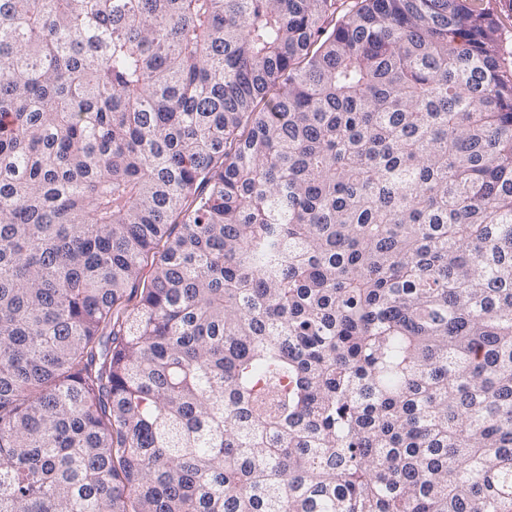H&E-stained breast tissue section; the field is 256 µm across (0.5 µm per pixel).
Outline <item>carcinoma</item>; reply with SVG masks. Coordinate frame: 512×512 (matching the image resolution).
Here are the masks:
<instances>
[{
  "label": "carcinoma",
  "instance_id": "1",
  "mask_svg": "<svg viewBox=\"0 0 512 512\" xmlns=\"http://www.w3.org/2000/svg\"><path fill=\"white\" fill-rule=\"evenodd\" d=\"M0 512H512V31L0 0Z\"/></svg>",
  "mask_w": 512,
  "mask_h": 512
}]
</instances>
